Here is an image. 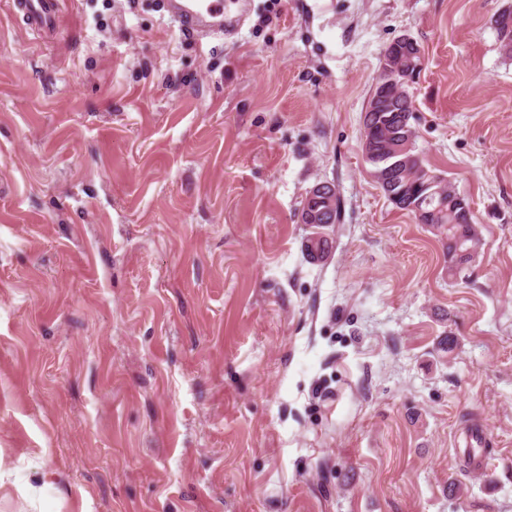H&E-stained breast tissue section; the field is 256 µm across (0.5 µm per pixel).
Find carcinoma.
I'll return each instance as SVG.
<instances>
[{
	"mask_svg": "<svg viewBox=\"0 0 512 512\" xmlns=\"http://www.w3.org/2000/svg\"><path fill=\"white\" fill-rule=\"evenodd\" d=\"M500 54L512 60V5L501 9L494 19ZM375 111L364 113L363 151L371 166V175L387 200L397 209L407 211L418 191V173L434 169L426 162L415 145L416 132L411 120L415 119L412 95L409 87L395 84L376 87ZM440 191L425 196L420 201L426 212L423 223L444 241V257L448 278L456 280L475 261L480 243L476 225L472 224L469 200L459 196L444 177H439ZM461 197L456 203L452 197ZM317 212L316 228L307 239L306 250L310 257L325 253L329 240L318 232L325 224H337L341 217V200L336 188L324 186V194L318 198H305L301 213Z\"/></svg>",
	"mask_w": 512,
	"mask_h": 512,
	"instance_id": "cac0c4a2",
	"label": "carcinoma"
}]
</instances>
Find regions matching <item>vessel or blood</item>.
I'll list each match as a JSON object with an SVG mask.
<instances>
[{
    "instance_id": "vessel-or-blood-1",
    "label": "vessel or blood",
    "mask_w": 512,
    "mask_h": 512,
    "mask_svg": "<svg viewBox=\"0 0 512 512\" xmlns=\"http://www.w3.org/2000/svg\"><path fill=\"white\" fill-rule=\"evenodd\" d=\"M64 0H10L15 18L31 33L56 36ZM183 33L200 40L220 39L237 30L247 15L246 0H166Z\"/></svg>"
}]
</instances>
